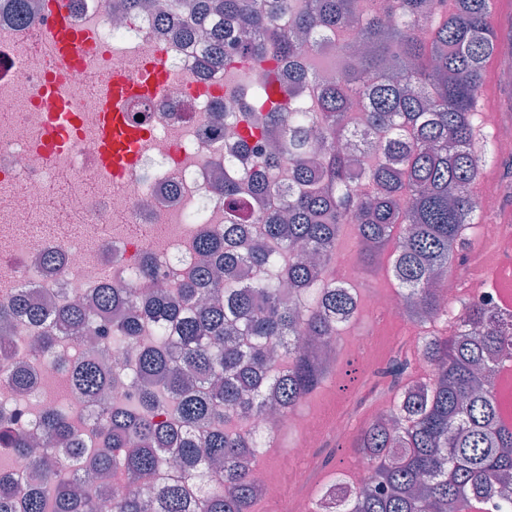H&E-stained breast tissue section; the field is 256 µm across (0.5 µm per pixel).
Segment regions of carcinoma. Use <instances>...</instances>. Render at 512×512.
Segmentation results:
<instances>
[{
    "label": "carcinoma",
    "mask_w": 512,
    "mask_h": 512,
    "mask_svg": "<svg viewBox=\"0 0 512 512\" xmlns=\"http://www.w3.org/2000/svg\"><path fill=\"white\" fill-rule=\"evenodd\" d=\"M189 0L183 4L214 48L211 63L237 69L268 58L304 55L305 41L345 30L336 46L347 58L333 82L317 83L303 66L289 83L273 70L255 88L240 85L266 106L226 112L236 131L232 150L241 171L215 189L224 203V237H204L203 257L176 298L161 293L148 318L173 334L139 341L141 319L112 321V309L132 303L129 288L110 280L95 289V311L81 304L0 301V319L23 311L40 328L37 352L66 332H94L101 321L110 349L131 351L125 376L104 352L61 363L66 388L96 410L87 442L73 434L62 409L33 418L28 428L0 413V450L29 479L0 478V512H101L103 491L122 472L127 490L111 512H250L263 495L253 463L263 449L226 423L260 414L273 393L287 417L328 372L322 347L336 343L358 307L353 288L333 284L328 268L343 228L355 227L358 269L380 265L394 241L390 271L418 323L448 319L451 302L435 284L479 224L482 210L469 190L493 159L489 140L477 141L475 103L496 49L495 0ZM236 23L237 55H224ZM318 84L311 100L300 93ZM366 108V132L381 134L368 161L337 148L347 114ZM279 133L275 149L252 171L247 150ZM288 166L292 184L277 181ZM249 180L254 197L275 198L259 216L239 197ZM276 239V278L249 285L219 276L245 266L264 271L269 255L248 246L251 221ZM400 228L392 239L394 228ZM414 355L429 371L390 399L389 418H371L350 443L372 476L354 487L341 479L320 499V512H465L472 503L507 509L512 501V426L501 422L494 367L512 362V313L468 302L451 330L420 337ZM124 383L122 400L104 398ZM176 399L174 407L166 398Z\"/></svg>",
    "instance_id": "cac0c4a2"
}]
</instances>
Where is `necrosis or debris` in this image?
Instances as JSON below:
<instances>
[{"label": "necrosis or debris", "instance_id": "1", "mask_svg": "<svg viewBox=\"0 0 512 512\" xmlns=\"http://www.w3.org/2000/svg\"><path fill=\"white\" fill-rule=\"evenodd\" d=\"M122 0H70L74 23L95 30L98 42L89 67L69 70L53 55L47 32L51 17L44 0H28L29 20L20 23L11 0H0V299L18 291L34 299L68 302L87 295L104 277L142 292L175 293L184 272L194 267L199 232L223 234L224 206L212 197L216 173L231 177L235 160L227 151L233 141L215 108H240L243 100L230 71L213 66L205 44L176 36L175 25L148 12H118ZM163 52L169 70L165 88L152 95H133L123 102L129 118L150 131L134 171L113 182L100 169L97 136L101 111L98 93L107 74L119 71L137 79L148 54ZM56 74L78 111L70 146L51 154L42 147L45 110L39 102L49 74ZM65 184L79 233L54 237L36 229L39 204L50 184ZM165 224L170 231L142 248L116 231V222ZM512 245V225H496L471 253L469 263L489 269L502 263ZM60 262L44 263L47 253ZM151 254L161 274L155 281L137 278L144 254ZM34 331L21 319L0 320V336L17 345L16 360L42 380L55 377L52 361L27 352ZM39 385L16 391L0 374V409L29 418L53 407V395ZM345 414L330 416L329 432L307 425L299 448L283 467L302 464L303 477L293 486L289 512H306L304 476L313 475L316 448L325 438L342 440L348 433Z\"/></svg>", "mask_w": 512, "mask_h": 512}]
</instances>
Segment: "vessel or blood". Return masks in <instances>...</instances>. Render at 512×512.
Returning <instances> with one entry per match:
<instances>
[{"mask_svg":"<svg viewBox=\"0 0 512 512\" xmlns=\"http://www.w3.org/2000/svg\"><path fill=\"white\" fill-rule=\"evenodd\" d=\"M53 23L49 33L57 56L69 67H81L92 55L95 40L90 32L78 29L72 22L68 0H53ZM163 54H156L147 65L142 77L129 82L119 76L107 77L102 87V123L100 135L103 143L101 163L115 173L126 171L138 153L142 135L129 126L121 109L126 94L161 90L167 79ZM46 111L44 147L55 152L66 145L72 135L75 108L70 99L60 94L56 83H48L43 93Z\"/></svg>","mask_w":512,"mask_h":512,"instance_id":"obj_1","label":"vessel or blood"}]
</instances>
